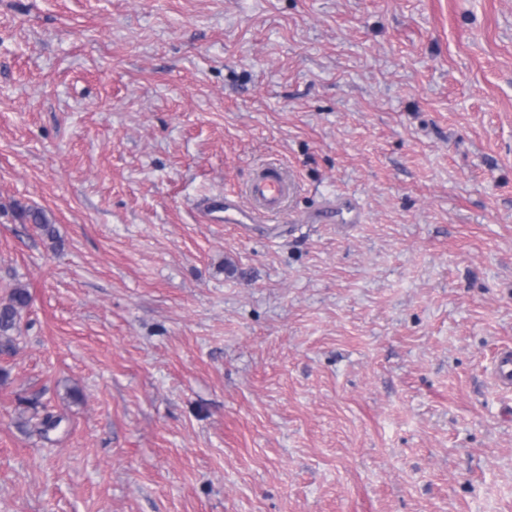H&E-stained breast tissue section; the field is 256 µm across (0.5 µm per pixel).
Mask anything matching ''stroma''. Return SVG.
Instances as JSON below:
<instances>
[{
    "instance_id": "1",
    "label": "stroma",
    "mask_w": 512,
    "mask_h": 512,
    "mask_svg": "<svg viewBox=\"0 0 512 512\" xmlns=\"http://www.w3.org/2000/svg\"><path fill=\"white\" fill-rule=\"evenodd\" d=\"M19 285L0 512H512V0H0ZM248 193L251 200L248 208L242 207L232 195L209 198L203 205L204 218L210 224H237L240 233L248 235L250 224H257L264 215L282 207L288 197V179L275 169L262 170L251 181ZM492 376L500 389H512V350L505 349L497 354L492 368Z\"/></svg>"
}]
</instances>
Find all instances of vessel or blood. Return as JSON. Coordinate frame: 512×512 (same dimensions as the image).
<instances>
[{"label":"vessel or blood","mask_w":512,"mask_h":512,"mask_svg":"<svg viewBox=\"0 0 512 512\" xmlns=\"http://www.w3.org/2000/svg\"><path fill=\"white\" fill-rule=\"evenodd\" d=\"M248 193L251 205L247 208L228 194L209 198L203 206L204 218L211 224L224 222L237 225L241 234H248L252 224L281 208L288 196V179L277 170H262L251 181ZM492 376L500 389H512V350L505 349L498 353Z\"/></svg>","instance_id":"1"}]
</instances>
